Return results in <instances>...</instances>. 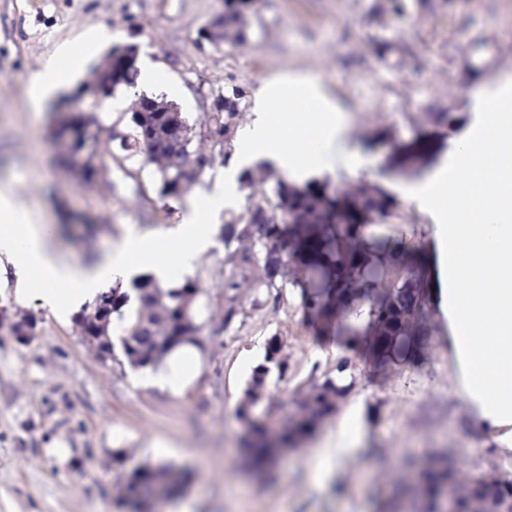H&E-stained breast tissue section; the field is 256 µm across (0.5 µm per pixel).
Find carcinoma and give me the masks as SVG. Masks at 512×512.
I'll return each mask as SVG.
<instances>
[{
	"instance_id": "carcinoma-1",
	"label": "carcinoma",
	"mask_w": 512,
	"mask_h": 512,
	"mask_svg": "<svg viewBox=\"0 0 512 512\" xmlns=\"http://www.w3.org/2000/svg\"><path fill=\"white\" fill-rule=\"evenodd\" d=\"M224 30L234 31L236 41L246 40L248 22L242 9L225 10ZM119 53L112 50L114 91L133 87L137 76V70L126 69ZM216 98L224 100V111L212 128L192 124L181 114L188 151H196L203 136L213 146V157L202 163L206 168L217 157L224 164L231 158L245 93L233 85ZM159 124L148 112L118 116L112 140L118 142L119 153L112 158L125 175L140 174L149 165V155L171 147L164 135H150ZM96 125L95 115L84 114L61 122L58 133H70L78 140ZM437 150L434 138L418 135L397 145L393 159L420 168ZM152 174L164 199H181L195 183L191 176L164 164H155ZM271 176L270 191L238 212H224L220 237L224 264L230 266L224 275V330L244 325L264 306H279L285 301L284 289L291 287L299 294L304 320L321 335L333 333L355 342L353 351L372 374L384 378L416 365L428 352L435 326L438 278L428 266L424 244L408 242L397 229L382 232L397 217L395 198L379 183L337 191L318 180L298 185L275 174L265 162L243 170L239 181L250 187L268 182ZM200 297L193 280L164 288L153 275L143 274L126 288L116 285L97 295L82 312H110L107 334L118 342L110 350L111 359L120 355L134 368L155 367L182 346L201 345ZM282 350V340L273 336L264 363L254 370L236 408L237 418L249 424L245 451L258 469L275 462L277 449L301 444L337 411L348 390L330 377L313 381L296 395L299 414L274 422L257 418V410L271 411L264 405L268 379L285 374ZM168 471L167 465H145L130 475L125 489L147 497L161 486L175 495L181 485L166 481ZM450 481L455 482L461 512H512L511 480L492 470L458 471L451 461L420 470L413 481L402 476L396 487L412 497L416 512H441V491Z\"/></svg>"
}]
</instances>
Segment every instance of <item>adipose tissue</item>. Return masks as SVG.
I'll return each instance as SVG.
<instances>
[{
    "instance_id": "ef3b65f1",
    "label": "adipose tissue",
    "mask_w": 512,
    "mask_h": 512,
    "mask_svg": "<svg viewBox=\"0 0 512 512\" xmlns=\"http://www.w3.org/2000/svg\"><path fill=\"white\" fill-rule=\"evenodd\" d=\"M107 34L86 37L82 53L60 47L57 59L32 80L29 100L41 109L59 88L81 73L97 55ZM288 97L303 104L301 112H274L267 102ZM261 105L230 159L225 181L207 192L204 209H189L180 224L149 233L129 230L122 248L97 264L64 260L49 247V226L34 227L25 207L0 198V275L14 281L18 302L31 296L54 309L93 300L114 282L148 270L172 284L179 273L213 246L210 218L225 202L235 200L236 177L257 161L266 160L292 175L329 170L334 148L345 138L343 111L328 101L319 86L305 77L277 78L263 85ZM487 139L493 152L480 163L477 143L458 142L452 153L456 178L435 170L404 184V198L431 203L450 214L451 222L435 233L440 264L448 268V286L440 291L439 311L448 322V350L457 373V392L475 427L500 433L512 447V103L503 94L481 95ZM493 191L482 197L483 180ZM175 252L165 261L159 249Z\"/></svg>"
}]
</instances>
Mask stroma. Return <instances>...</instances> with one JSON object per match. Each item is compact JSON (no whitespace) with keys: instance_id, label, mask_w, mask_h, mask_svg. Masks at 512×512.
<instances>
[{"instance_id":"obj_1","label":"stroma","mask_w":512,"mask_h":512,"mask_svg":"<svg viewBox=\"0 0 512 512\" xmlns=\"http://www.w3.org/2000/svg\"><path fill=\"white\" fill-rule=\"evenodd\" d=\"M404 14L381 11L379 0H249L242 43H199L201 26L224 12L225 0H0V191L24 205L33 223L50 225L62 258L94 264L142 231L179 220L152 184L150 170L131 181L112 155V123L128 111L133 91L97 99L86 77L60 89L34 110L29 79L60 44L81 53L90 29L112 33L113 46L138 43L152 58L171 101L204 121L212 92L241 86L242 124L262 82L282 76L315 79L346 110V142L365 162L359 173H329L331 185L363 180L396 192L419 179L392 163L396 144L436 129L437 112L464 120L444 138L429 169L449 166L457 141L483 134L475 95L512 84V0H403ZM378 39L396 44L379 56ZM408 46L417 63H404ZM96 114L100 167L87 185L64 163L54 134L61 99ZM203 291L196 375L180 391L153 384L146 371L101 358L83 343L73 319H60L37 299L18 303L12 281L0 282V512H121L129 475L150 464L189 470L182 493L154 503V512H380L394 502V483L380 472L415 473L450 454L464 470L495 469L512 480V453L496 434L472 428L455 390L448 324L439 320L425 363L385 382L366 373L359 355L335 337L302 322L300 299L266 307L246 324L222 323L224 245L216 243L189 274ZM17 314L37 321V335L16 341L8 325ZM279 336L288 363L266 391L279 414L296 411L295 392L325 377L345 378L349 391L302 447L281 459L269 480L248 475L246 427L235 406L268 340ZM360 429L358 448H338Z\"/></svg>"}]
</instances>
